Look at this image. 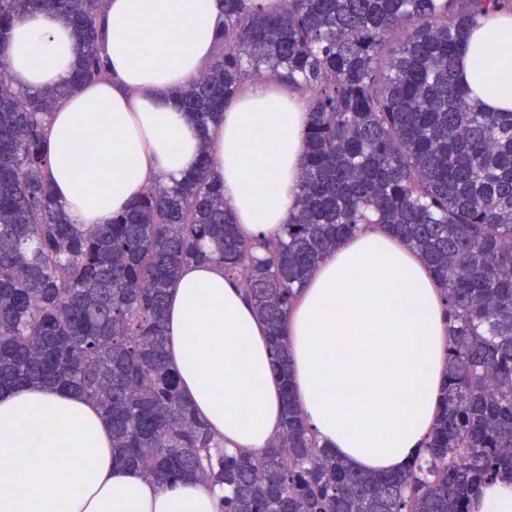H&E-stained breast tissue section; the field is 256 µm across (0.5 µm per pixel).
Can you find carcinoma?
Segmentation results:
<instances>
[{
	"mask_svg": "<svg viewBox=\"0 0 512 512\" xmlns=\"http://www.w3.org/2000/svg\"><path fill=\"white\" fill-rule=\"evenodd\" d=\"M104 0H0V40L50 11L79 54L67 79L19 88L0 60V391H76L112 425V459L165 486L224 485V512H470L512 480V112H488L456 75L459 46L512 0H224L207 69L178 92L202 160L149 185L108 224H71L45 178L46 116L103 80ZM305 98L297 204L254 245L210 171V129L248 80ZM377 224L421 253L452 325L440 416L402 472L365 473L321 446L288 385L286 320L337 242ZM210 262L266 322L282 432L258 454L224 441L183 400L164 316L182 268Z\"/></svg>",
	"mask_w": 512,
	"mask_h": 512,
	"instance_id": "cac0c4a2",
	"label": "carcinoma"
}]
</instances>
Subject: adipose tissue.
<instances>
[{
	"label": "adipose tissue",
	"instance_id": "1",
	"mask_svg": "<svg viewBox=\"0 0 512 512\" xmlns=\"http://www.w3.org/2000/svg\"><path fill=\"white\" fill-rule=\"evenodd\" d=\"M223 0H106V79L59 103L47 123V177L73 224H105L152 182L197 167L201 135L177 91L211 62ZM512 14L474 28L457 66L472 97L512 111V60L476 73ZM69 26L20 18L0 49L15 86L47 88L72 71ZM299 93L249 80L211 131L208 157L239 232L261 244L295 206L303 135ZM287 328L290 385L320 443L357 470L397 473L422 451L444 380L449 323L424 259L377 225L340 241L307 280ZM168 360L181 392L229 451L277 437L282 389L263 322L221 267L183 269L167 304ZM224 492L194 480L162 487L112 460V427L84 396L25 385L0 392V512H222Z\"/></svg>",
	"mask_w": 512,
	"mask_h": 512
}]
</instances>
